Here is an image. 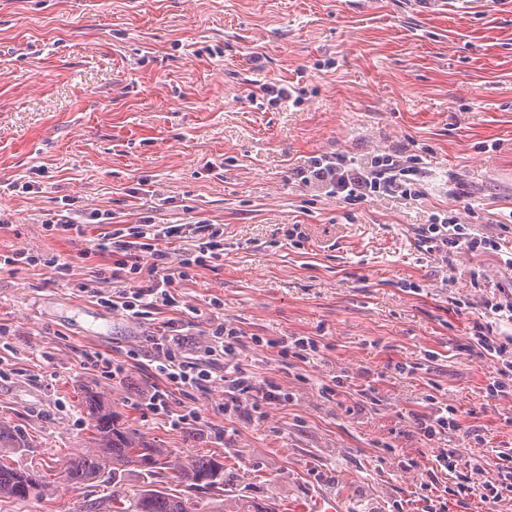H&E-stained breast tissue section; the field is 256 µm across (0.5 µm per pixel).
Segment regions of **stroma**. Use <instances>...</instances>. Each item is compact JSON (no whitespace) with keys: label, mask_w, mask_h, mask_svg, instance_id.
I'll use <instances>...</instances> for the list:
<instances>
[{"label":"stroma","mask_w":512,"mask_h":512,"mask_svg":"<svg viewBox=\"0 0 512 512\" xmlns=\"http://www.w3.org/2000/svg\"><path fill=\"white\" fill-rule=\"evenodd\" d=\"M256 55L268 79H301L298 111L248 99ZM389 151L425 158V200H372L347 220L295 175L316 155ZM64 208L86 220L85 240L43 230ZM443 210L479 213L480 231L512 244L504 0L470 13L421 0H0V254L44 258L0 272V422L29 441L18 464L54 483L22 505L0 499V512H115L111 487L59 479L92 441L81 410L91 391L147 440L223 456L224 512L244 500L283 512L311 489L347 512H485L475 493L460 507L456 474L436 457L491 460L512 443V393L489 396L494 363L467 349L481 303L512 291V269L491 252L458 253L449 268L420 254L419 224ZM94 215L223 225V262L176 286L201 311L187 346L204 351L224 322L263 337L246 361L290 400L247 419L213 410L223 388L177 393L200 415L187 431L148 411L158 379L145 338L173 312L131 321L77 291L106 262L86 251ZM283 336L319 349L306 364L282 356L269 342ZM91 353L124 373H104ZM337 378L345 393L324 395ZM368 384L372 402L358 394ZM431 393L462 431H412L407 416Z\"/></svg>","instance_id":"1"}]
</instances>
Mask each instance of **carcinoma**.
Returning <instances> with one entry per match:
<instances>
[{"mask_svg": "<svg viewBox=\"0 0 512 512\" xmlns=\"http://www.w3.org/2000/svg\"><path fill=\"white\" fill-rule=\"evenodd\" d=\"M82 406L92 422L94 447L66 460L61 480L72 485L101 481L112 485V500L128 502L123 512H194L203 498L210 500L212 512H224L223 461L213 456L184 457L148 442L139 430L119 422L109 403L96 393L87 394ZM26 447L20 430L0 425V498L27 502L47 495L40 469L15 464L14 457ZM129 471L148 478L169 471L177 488L154 487L148 481L128 496L123 478Z\"/></svg>", "mask_w": 512, "mask_h": 512, "instance_id": "1", "label": "carcinoma"}]
</instances>
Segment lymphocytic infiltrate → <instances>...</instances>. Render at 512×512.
Listing matches in <instances>:
<instances>
[{
    "label": "lymphocytic infiltrate",
    "mask_w": 512,
    "mask_h": 512,
    "mask_svg": "<svg viewBox=\"0 0 512 512\" xmlns=\"http://www.w3.org/2000/svg\"><path fill=\"white\" fill-rule=\"evenodd\" d=\"M248 85L256 95L274 108H297L303 103L299 81H267L261 64H254ZM304 185H316L339 202L357 207L370 199L418 201L424 197L422 168L418 156H401L384 152L366 164H358L341 153L311 157L300 173ZM191 238L192 249L183 251L178 267H171L168 247L175 241ZM95 253L111 258L108 270L98 271L96 278L115 284V291L97 285L79 284L80 292L91 294L105 308L119 310L132 320L146 319L163 307L176 304L173 288L185 279L191 267L212 265L224 257V229L221 225L200 220L191 224L157 225L144 220L128 228L100 231L94 240ZM415 247L421 254L439 257L452 263L461 251L478 250L497 253L501 263L512 267V247L480 233L474 225L461 222L448 213L430 214L418 230ZM484 321L474 322L469 349L476 357H495L497 366L486 389L489 394H503L512 388V336L493 333L494 322L512 321V296L485 301ZM147 345L159 362L155 373L159 385L148 391L144 404L153 414L166 416L176 428L197 423L199 414L188 407H174L173 392L203 391L219 384L224 398L216 410L222 415H252L261 409L288 401L279 385L256 380L243 358L244 343L240 330L218 324L203 353L188 349L182 336L176 335L174 322H164ZM426 411L409 414L408 420L424 437L432 439L459 431L461 424L450 415L447 403L429 396Z\"/></svg>",
    "instance_id": "1"
}]
</instances>
